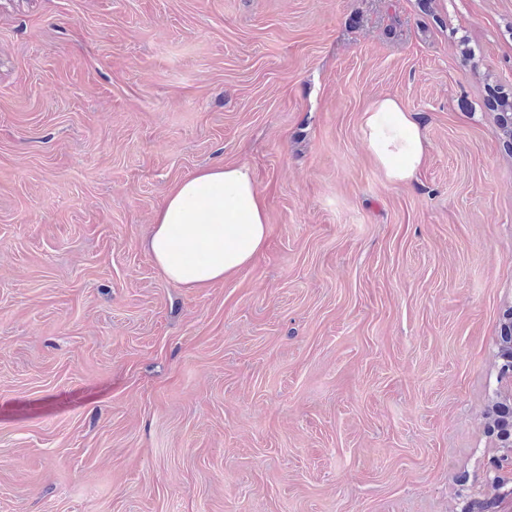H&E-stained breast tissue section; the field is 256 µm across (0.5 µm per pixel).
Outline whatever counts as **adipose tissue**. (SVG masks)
<instances>
[{
    "label": "adipose tissue",
    "mask_w": 512,
    "mask_h": 512,
    "mask_svg": "<svg viewBox=\"0 0 512 512\" xmlns=\"http://www.w3.org/2000/svg\"><path fill=\"white\" fill-rule=\"evenodd\" d=\"M360 134L389 183L416 179L426 160L427 140L397 97L375 99L361 116ZM267 233L252 169L245 164L207 166L166 192L154 214L147 251L169 281L184 288H208L250 264ZM188 249L202 250L204 261L185 262Z\"/></svg>",
    "instance_id": "adipose-tissue-1"
}]
</instances>
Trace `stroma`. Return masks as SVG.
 Returning <instances> with one entry per match:
<instances>
[{"instance_id": "obj_1", "label": "stroma", "mask_w": 512, "mask_h": 512, "mask_svg": "<svg viewBox=\"0 0 512 512\" xmlns=\"http://www.w3.org/2000/svg\"><path fill=\"white\" fill-rule=\"evenodd\" d=\"M384 93L408 185L360 138ZM493 94L512 0H0V512H512ZM225 164L267 245L180 287L153 212ZM360 134L389 183L409 184L416 179L428 144L421 127L397 97L375 99L362 113Z\"/></svg>"}]
</instances>
